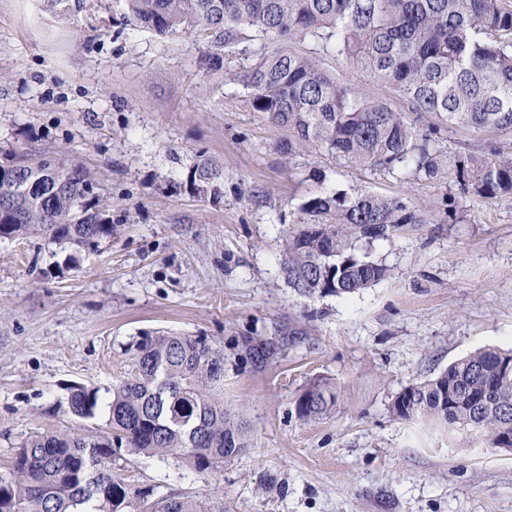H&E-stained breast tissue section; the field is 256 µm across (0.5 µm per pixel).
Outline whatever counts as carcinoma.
Segmentation results:
<instances>
[{"mask_svg": "<svg viewBox=\"0 0 512 512\" xmlns=\"http://www.w3.org/2000/svg\"><path fill=\"white\" fill-rule=\"evenodd\" d=\"M130 21L159 35L205 32L216 51L209 70L224 67L220 48L260 39L257 59L237 74L255 111L292 132L286 152L314 149L354 166L431 180L444 160V132L485 137L481 158L458 161L484 198L512 195V0H126ZM313 48L300 51L295 41ZM335 55L389 86L404 107L379 97L322 57ZM0 156V237L47 235L77 250L112 236V209L79 165L49 153L29 163ZM224 171L201 159L187 176L199 195H217ZM308 219L289 237L282 273L302 296H348L383 280L387 270L355 253V243L386 239L402 224H425L413 203L372 193L313 194ZM133 370L116 380L107 401L99 390L70 388L68 411L96 417L105 431L50 432L14 447L0 474V512H226L224 498L148 491L112 468L122 450L146 457L178 454L201 474L246 447L242 426L224 413V352L201 336L158 330L132 338ZM265 363L272 343L249 345ZM404 420L476 431L488 447L512 448V352L482 347L398 394ZM336 406V391L315 384L296 400L312 420Z\"/></svg>", "mask_w": 512, "mask_h": 512, "instance_id": "cac0c4a2", "label": "carcinoma"}]
</instances>
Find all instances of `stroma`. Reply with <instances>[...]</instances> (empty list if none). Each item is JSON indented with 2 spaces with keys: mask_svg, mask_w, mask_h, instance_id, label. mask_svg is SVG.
Listing matches in <instances>:
<instances>
[{
  "mask_svg": "<svg viewBox=\"0 0 512 512\" xmlns=\"http://www.w3.org/2000/svg\"><path fill=\"white\" fill-rule=\"evenodd\" d=\"M258 47L232 48L214 74L206 34L137 27L125 0H0V152L79 163L114 224L92 250L0 238V473L29 436L99 430L104 414L69 413L70 386L107 391L131 369L125 344L162 329L223 350L224 408L248 446L209 474L123 452L112 465L130 484L220 495L228 512H512V453L392 412L402 389L476 349H512V196L462 191L454 167L480 137L446 134L450 165L432 181L285 157L290 131L232 79ZM202 155L224 167L218 196L187 184ZM359 192L422 205L428 221L357 242L386 268L378 283L299 296L281 263L303 202ZM251 342L276 356L254 362ZM321 382L335 408L300 419L296 399Z\"/></svg>",
  "mask_w": 512,
  "mask_h": 512,
  "instance_id": "35a3bbf8",
  "label": "stroma"
}]
</instances>
